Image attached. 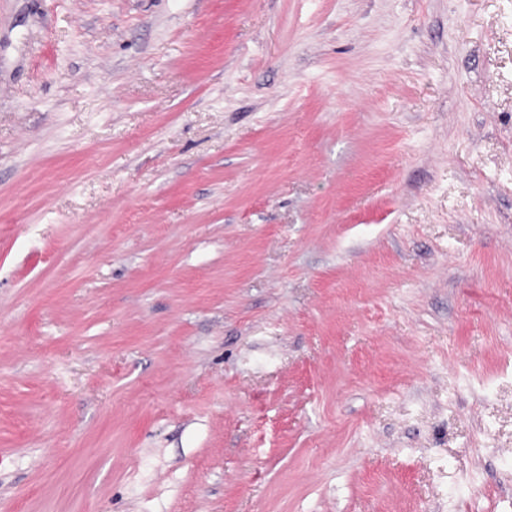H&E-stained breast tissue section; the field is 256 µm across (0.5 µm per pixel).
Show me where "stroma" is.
<instances>
[{"instance_id":"obj_1","label":"stroma","mask_w":512,"mask_h":512,"mask_svg":"<svg viewBox=\"0 0 512 512\" xmlns=\"http://www.w3.org/2000/svg\"><path fill=\"white\" fill-rule=\"evenodd\" d=\"M0 512H512V0H0Z\"/></svg>"}]
</instances>
